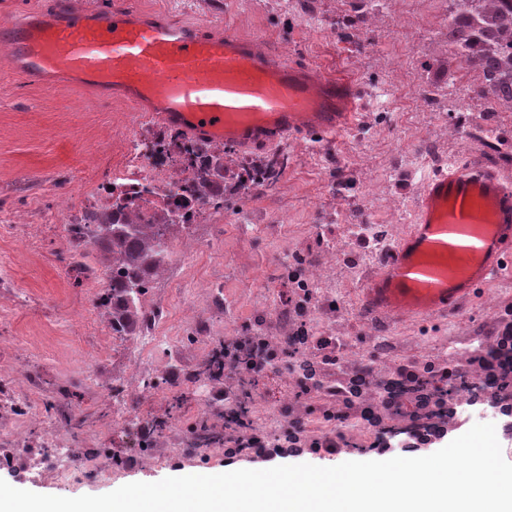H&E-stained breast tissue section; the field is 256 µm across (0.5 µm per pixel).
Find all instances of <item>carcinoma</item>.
<instances>
[{
  "label": "carcinoma",
  "instance_id": "carcinoma-1",
  "mask_svg": "<svg viewBox=\"0 0 512 512\" xmlns=\"http://www.w3.org/2000/svg\"><path fill=\"white\" fill-rule=\"evenodd\" d=\"M459 11L450 21L448 42L456 55L483 74L479 93L486 98L512 101V0H454ZM112 251L128 255V267L112 279V304L121 311L118 325L125 327V311L150 278L161 256V244L142 252L137 225L114 224L109 238Z\"/></svg>",
  "mask_w": 512,
  "mask_h": 512
}]
</instances>
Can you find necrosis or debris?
I'll list each match as a JSON object with an SVG mask.
<instances>
[{
    "label": "necrosis or debris",
    "instance_id": "1",
    "mask_svg": "<svg viewBox=\"0 0 512 512\" xmlns=\"http://www.w3.org/2000/svg\"><path fill=\"white\" fill-rule=\"evenodd\" d=\"M121 149L90 176L59 169L50 219L32 223L21 195H0V223L22 249L51 233L61 244L70 282L85 288L80 313L85 335L99 352L110 340L122 348L111 362L98 356L86 369L101 390H113L111 430L129 452L105 469L97 455L71 446L64 424L73 411L67 384L29 373L26 363L0 361V467L22 483L71 486L120 481L126 473L227 457L272 458L320 453H387L409 457L465 433L474 423L496 426L504 459H512V289L482 288L436 324L368 312L360 292L409 228L404 208L391 224L364 218L340 223L330 216L306 234L283 240L279 261L285 287L258 281L247 299L221 283L175 290L213 241L198 237L203 224H220L224 209L240 198L277 188L292 152L236 150L232 182L216 178L192 191L209 154L224 143L143 117L121 116ZM445 141L426 134L415 155L390 151L409 187L447 166ZM171 217L178 229L165 240V258L140 296L132 329L115 325L111 307L100 305L123 260L101 246L97 230L112 224H159ZM224 348V372L178 373L183 358L200 366ZM166 362H158L157 354ZM176 394L199 395L185 429L177 415L147 425L142 414L160 385ZM56 404L47 419L44 393Z\"/></svg>",
    "mask_w": 512,
    "mask_h": 512
}]
</instances>
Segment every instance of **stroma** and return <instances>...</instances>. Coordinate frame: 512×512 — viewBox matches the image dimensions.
I'll list each match as a JSON object with an SVG mask.
<instances>
[{
    "instance_id": "35a3bbf8",
    "label": "stroma",
    "mask_w": 512,
    "mask_h": 512,
    "mask_svg": "<svg viewBox=\"0 0 512 512\" xmlns=\"http://www.w3.org/2000/svg\"><path fill=\"white\" fill-rule=\"evenodd\" d=\"M143 13L164 17L206 35L231 30L256 38L289 60L322 65L329 73L342 75L361 86L388 82L404 91L416 79L440 89H452L464 101L467 115H482L483 124L472 135L474 151L499 160L512 169V103L480 98L482 81L478 69L464 67L448 50L446 0H411L401 5L392 0L384 12L365 22L359 43L340 40L336 26L362 6V0H316L322 27L314 28L284 11L280 0H133ZM138 104L105 99L93 87L61 76L40 82L0 63V194L29 184L25 200L32 216L49 213L55 191L54 173L61 167L82 166L91 145H111L118 130L114 115L137 112ZM455 117L432 119L424 124L412 116L393 117L387 134L371 147L369 156L381 160L392 137L400 136L406 147H415L426 128L453 131ZM309 140H293L289 146L295 160L282 189L275 195L242 199L223 223L201 226V233L220 236L216 252L203 260L185 287L196 288L204 276L220 275L224 287L249 291L260 278L277 280L278 246L261 235V224L283 222L295 226L318 224L322 211L338 216L354 210L352 197L337 195L314 204L324 175L308 154ZM55 238L43 236L37 248L15 254L0 238V263L13 262L20 293L18 305L0 307V345L11 354L64 378L69 403L75 413L69 432L81 444L83 425L107 420L112 413L111 393L95 390L84 370L92 340L73 333L71 322L82 307L80 288L65 280L56 257ZM223 456L185 461L165 468L129 473L127 482H156L170 476L208 474L223 470Z\"/></svg>"
}]
</instances>
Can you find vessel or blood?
Masks as SVG:
<instances>
[{
  "label": "vessel or blood",
  "mask_w": 512,
  "mask_h": 512,
  "mask_svg": "<svg viewBox=\"0 0 512 512\" xmlns=\"http://www.w3.org/2000/svg\"><path fill=\"white\" fill-rule=\"evenodd\" d=\"M0 46L30 78L76 79L237 148L339 133L354 124L364 104L347 77L283 59L258 40L204 35L145 16L131 0L81 12L70 0H54L36 21L1 33ZM434 241L479 256L447 287L420 296L414 282L433 280L435 270L418 259ZM509 272L512 170L468 154L423 179L407 234L362 297L384 314L418 321L453 312Z\"/></svg>",
  "instance_id": "b4317fda"
}]
</instances>
